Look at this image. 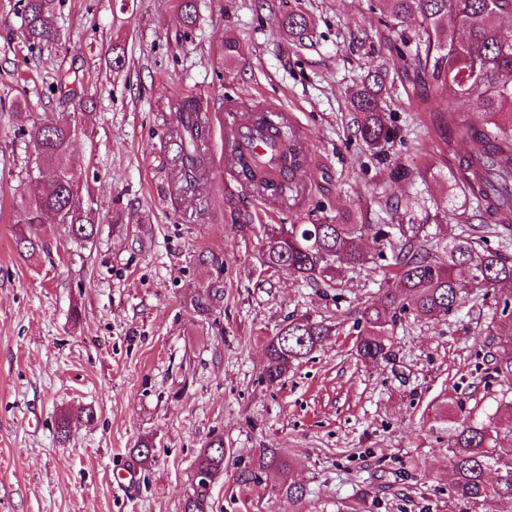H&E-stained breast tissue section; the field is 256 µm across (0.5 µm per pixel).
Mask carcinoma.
Listing matches in <instances>:
<instances>
[{"label":"carcinoma","instance_id":"cac0c4a2","mask_svg":"<svg viewBox=\"0 0 512 512\" xmlns=\"http://www.w3.org/2000/svg\"><path fill=\"white\" fill-rule=\"evenodd\" d=\"M54 0H27L20 15L19 38L31 46L60 40ZM393 27L402 28L419 16V29L407 35L404 46L417 75L429 80L435 91V108L450 107L461 137L469 151L460 165V190L477 204L486 218L497 220L498 236L512 238V35L505 36L498 19L512 14V0H385ZM184 30H193L198 19L197 0H180ZM288 35L299 39L308 32L303 14L287 13L280 20ZM479 61L480 80L466 74L469 63ZM387 71L377 69L367 75L350 96L356 114V136L374 150L398 138L387 112L380 105ZM82 81L65 74L56 77V89L73 98L81 97ZM481 100L490 132L466 121L464 112L472 97ZM227 140L230 160L243 185L258 193L293 199L301 188L300 175L307 166L306 148L285 117L277 112L236 106L229 111ZM180 169L187 183L207 167L200 144L208 136L200 100H181L179 115ZM78 127L71 120L52 116L33 127L30 137L36 150L35 175L17 214V250L29 258L44 249L42 232L47 224H65L74 238L89 241L97 229L92 207L83 203L81 172L67 163ZM263 146L258 150L257 146ZM424 178L422 171L397 161L388 178L406 181ZM264 241L261 266L266 271L286 273L316 288L333 287L336 262L353 267L369 262L364 250L368 237L389 245L391 277L397 287L387 288L361 311L363 328L358 333L356 351L365 361L390 355L389 326L407 310L424 319H441L460 306L464 290L479 288L503 304L496 329L486 335L496 344L498 358L494 371L505 381L512 379V300L504 287L512 286V255L506 250H475L470 236L463 233L445 243L432 242L411 224H359L353 212L318 218L310 224L279 227L260 225ZM213 277L191 298L201 316H209L224 300V262L211 257ZM335 326L313 316H293L269 337L263 378L269 384L281 380L295 363L309 357L326 341ZM449 460L454 479V498L482 505L491 499H512V423L500 431L495 425H478L466 416L457 422L448 440ZM226 449L221 440L208 444L199 455L196 468L216 476L224 474ZM503 472L494 484L486 473L490 464ZM252 476L275 469L282 474L281 491L300 502L305 491L288 481L289 464L280 448H260L252 459ZM182 512H211L210 487L200 485L187 494Z\"/></svg>","mask_w":512,"mask_h":512}]
</instances>
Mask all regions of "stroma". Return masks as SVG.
I'll use <instances>...</instances> for the list:
<instances>
[{
    "instance_id": "stroma-1",
    "label": "stroma",
    "mask_w": 512,
    "mask_h": 512,
    "mask_svg": "<svg viewBox=\"0 0 512 512\" xmlns=\"http://www.w3.org/2000/svg\"><path fill=\"white\" fill-rule=\"evenodd\" d=\"M24 2L0 0V512H182L197 458L217 438L228 453L213 512H512L510 499L474 506L448 492L459 413L482 419L512 403L486 336L494 298L467 291L443 321L402 314L389 358L365 362L358 312L387 273L377 244L368 264L340 266L332 288L260 267V225L307 224L321 211L498 245L463 194L448 192L468 145L449 113L433 111V89L398 62L382 0H199L189 32L178 0H54L61 39L33 50L15 34ZM287 13L309 17L307 38L283 37ZM116 43L126 52L118 70ZM386 62L382 106L401 138L377 157L354 134L349 92ZM60 71L78 72L93 100L68 160L99 231L80 244L48 225L47 253L28 258L13 205L35 159L31 127L73 111L52 90ZM189 94L209 104V165L190 184L175 147ZM237 105L283 113L306 146L300 205L240 183L224 125ZM396 159L425 181L390 182ZM415 194L411 212L391 210ZM444 196L442 217L434 201ZM203 255L224 261V300L206 318L190 304L215 274ZM305 313L332 335L267 385L269 336ZM143 440L153 444L146 460L135 450ZM261 448L283 449L304 502L280 492L277 472L245 481Z\"/></svg>"
}]
</instances>
